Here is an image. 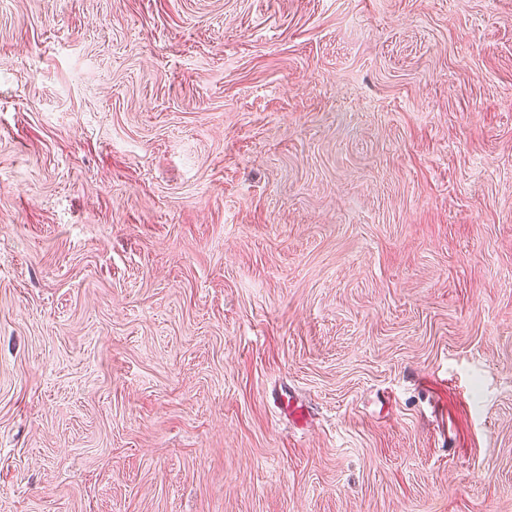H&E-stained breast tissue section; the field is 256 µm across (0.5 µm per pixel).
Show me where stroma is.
<instances>
[{
	"label": "stroma",
	"instance_id": "35a3bbf8",
	"mask_svg": "<svg viewBox=\"0 0 512 512\" xmlns=\"http://www.w3.org/2000/svg\"><path fill=\"white\" fill-rule=\"evenodd\" d=\"M0 512H512V0H0Z\"/></svg>",
	"mask_w": 512,
	"mask_h": 512
}]
</instances>
